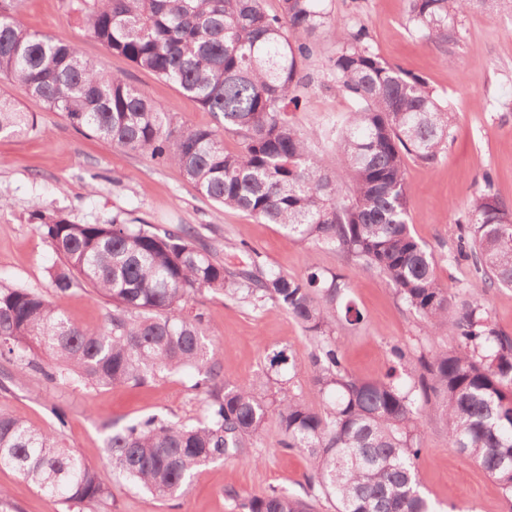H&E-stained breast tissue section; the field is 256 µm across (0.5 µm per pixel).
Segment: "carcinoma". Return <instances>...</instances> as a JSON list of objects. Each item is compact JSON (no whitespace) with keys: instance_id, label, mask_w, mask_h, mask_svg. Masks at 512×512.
<instances>
[{"instance_id":"1","label":"carcinoma","mask_w":512,"mask_h":512,"mask_svg":"<svg viewBox=\"0 0 512 512\" xmlns=\"http://www.w3.org/2000/svg\"><path fill=\"white\" fill-rule=\"evenodd\" d=\"M60 0L88 35L135 67L195 98L222 130L177 124L173 113L125 78L100 71L72 45L21 21L25 0H0V78L87 131L127 151L176 168L203 197L226 209L278 224L289 239L321 244L384 275L433 336L454 345L427 350L410 363L392 355L409 381L348 374L336 342L339 310L356 324L361 313L341 305L344 283L311 270L295 277L258 254L233 270L191 224L174 229L136 218L80 224L30 218L59 258L50 275L53 298L0 282V358L24 373L29 352L54 360L45 372L61 382L137 387L192 369L200 375L203 417L193 425L155 415L114 429L105 440L112 469L156 498L183 491L203 466L253 457L269 419L281 447L305 454L312 473L303 494L272 489L227 492L236 512H311L324 498L335 512H432L416 462L420 424L438 413L453 448L498 484L512 512V336L493 324L486 300L456 302L437 275L438 262L411 233L406 161L434 163L447 148L455 115L427 81L380 58L365 26L346 28L327 0ZM501 0H410L409 22L431 43L456 44L458 17ZM342 29L329 58L330 82L354 110L323 134L336 167L312 149L318 136L288 118L297 89L313 82L314 41ZM33 117L0 98V135L27 133ZM238 148L224 147V135ZM458 255L480 274L482 288L512 286V208L489 175L471 198ZM91 288L112 304L104 325L79 326L60 300ZM219 293L255 310L286 312L313 344L309 393L264 385L296 364L286 350L267 356L251 386L220 383V363L201 314L189 299ZM0 468L17 471L54 502L107 509L110 491L96 469L57 437L0 411Z\"/></svg>"}]
</instances>
